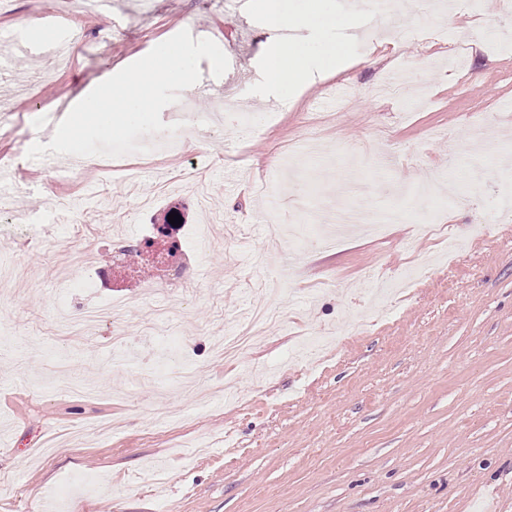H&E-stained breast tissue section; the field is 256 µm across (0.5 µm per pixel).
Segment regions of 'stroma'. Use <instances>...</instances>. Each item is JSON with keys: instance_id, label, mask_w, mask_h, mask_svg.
Here are the masks:
<instances>
[{"instance_id": "stroma-1", "label": "stroma", "mask_w": 512, "mask_h": 512, "mask_svg": "<svg viewBox=\"0 0 512 512\" xmlns=\"http://www.w3.org/2000/svg\"><path fill=\"white\" fill-rule=\"evenodd\" d=\"M364 3L321 0L313 19L309 0H282L311 21L290 34L306 72L270 90L253 78L274 44L259 14L154 0L145 19L114 0L117 35L82 17L80 51L56 67L14 49L40 0H0V95L14 104L0 167L15 176L0 264L31 272L0 296V512H512V0L454 16L411 0L396 52ZM186 24L216 32L235 63L225 92L254 104L257 134L185 90L171 120L204 148L141 154L137 179L57 182L19 155L53 137L52 103L79 102ZM430 176L443 184L431 236L416 223ZM63 197L86 235L120 224L144 241L171 209L208 225L200 277L161 291L149 253L124 277L102 242L93 268L69 263ZM258 212L304 233L264 252ZM93 269L138 298L132 354H113L111 325L73 336L55 322L60 306L107 300L80 287ZM262 299L283 324L238 361L213 358ZM60 355L84 391L46 378Z\"/></svg>"}]
</instances>
